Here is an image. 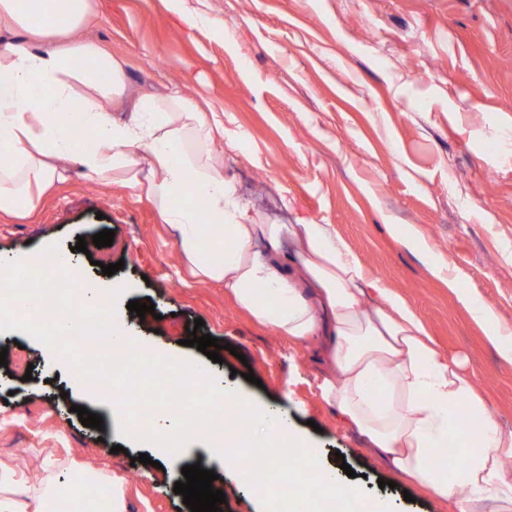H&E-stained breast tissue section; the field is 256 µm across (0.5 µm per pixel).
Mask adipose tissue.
Listing matches in <instances>:
<instances>
[{
	"mask_svg": "<svg viewBox=\"0 0 512 512\" xmlns=\"http://www.w3.org/2000/svg\"><path fill=\"white\" fill-rule=\"evenodd\" d=\"M93 13V0H0V30L15 36L0 53V212L32 211L67 180L73 164L101 179L120 175L155 206L193 276L223 284L255 321L311 347L324 369L323 400L392 470L452 500L456 512H512V473L504 467L512 433L500 428L461 363L433 343L411 303L371 280L333 225L262 223L216 164L215 135L223 123L200 112L182 89L141 96L128 118H117L108 104L127 93L122 63L97 44L72 38ZM35 16L43 25H32ZM52 33L57 45L41 48ZM76 125L95 131L93 148L73 138ZM187 185L205 199V211L185 204ZM204 240L218 261L203 258ZM460 301L485 327L499 357L512 364V327L470 297ZM154 359L184 368L186 384L205 383L211 398L232 406L238 420L216 441L191 415L161 407L149 425L137 426L99 396L110 425L127 441L157 449L167 471L204 454L228 479L251 483L238 439L245 430L257 446L293 449L303 466L290 471V484L317 485L324 505L341 497L360 503L362 512H393L389 499L368 494L324 464L280 408L252 404L184 359L165 353ZM473 423L477 445L463 467L435 466L436 449ZM68 471L66 463L51 461L31 483L0 460V512H73L84 486L110 481L90 470L74 477Z\"/></svg>",
	"mask_w": 512,
	"mask_h": 512,
	"instance_id": "1",
	"label": "adipose tissue"
}]
</instances>
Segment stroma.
Instances as JSON below:
<instances>
[{
	"mask_svg": "<svg viewBox=\"0 0 512 512\" xmlns=\"http://www.w3.org/2000/svg\"><path fill=\"white\" fill-rule=\"evenodd\" d=\"M199 8L208 21L190 29L172 0H96L77 36L124 61L131 95L177 85L222 115L224 172L242 200L271 223L333 225L375 278L410 300L512 431V365L458 300L472 296L512 324V0H200ZM392 224L429 252L394 238ZM105 229L111 246L76 251L78 236ZM50 244L72 251L100 284L125 285L112 314L150 348L232 373L253 403L280 407L313 446L343 454L369 491L394 482L399 512H453L389 470L331 411L300 344L255 323L223 286L191 277L154 206L119 180L76 168L28 217L0 212V258ZM435 256L454 271L455 288L431 276ZM103 259L124 267L107 276ZM145 299L154 313L128 310ZM198 318L221 344V362L187 346ZM2 347L0 459H13L30 482L50 458L103 472L128 512H190L163 469L138 462V449L113 452L111 429L82 425L76 409L94 410V397L61 375L41 342L7 331Z\"/></svg>",
	"mask_w": 512,
	"mask_h": 512,
	"instance_id": "stroma-1",
	"label": "stroma"
}]
</instances>
